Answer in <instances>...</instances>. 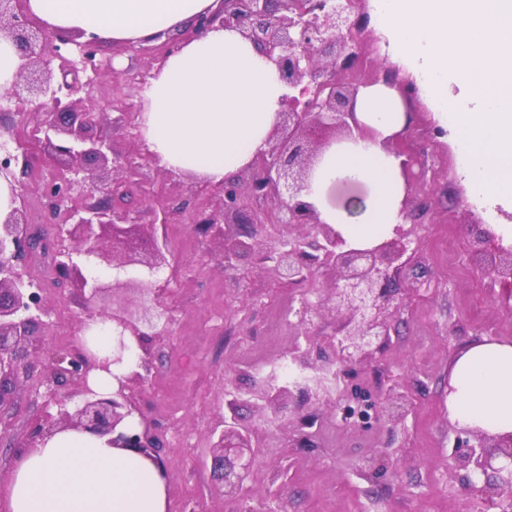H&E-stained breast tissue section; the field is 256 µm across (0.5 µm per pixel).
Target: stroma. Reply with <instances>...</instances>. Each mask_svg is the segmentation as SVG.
<instances>
[{
	"instance_id": "35a3bbf8",
	"label": "stroma",
	"mask_w": 512,
	"mask_h": 512,
	"mask_svg": "<svg viewBox=\"0 0 512 512\" xmlns=\"http://www.w3.org/2000/svg\"><path fill=\"white\" fill-rule=\"evenodd\" d=\"M97 58L102 73L83 103L98 110L109 109L116 97L139 103L135 79L155 69L156 61L103 38ZM118 59L117 77L112 68ZM411 147L418 164L435 176L409 195V209L424 214L422 222L407 226L419 262L401 276L390 336L375 342L363 364L340 375L342 396L326 395L316 404L294 397L280 413L241 404L238 420L256 432L259 449L232 496L213 478L210 451L223 428L225 393L252 390L259 363L289 361L295 347L308 343L327 347L339 324L332 301L336 274L324 270L315 282L288 285L255 253L239 258L235 268H222L219 244L192 222L194 210L217 203V195L203 191L194 175L154 176L151 194L170 208V221L154 223L146 210L141 222L168 248L166 265L151 278L163 315L148 331L150 373L129 391L164 443L171 512H489V502L454 468L469 436L448 417V372L474 341H512V303L482 273L469 228L474 220L498 227L507 218L500 210L485 213L472 200L455 145L421 134ZM28 159V167L14 169L17 202L50 234L41 187L60 171L43 152L29 150ZM25 272L44 287L50 310L42 356L80 346L84 304L74 288L57 287L53 257L32 259ZM287 295L291 311L273 319L275 302ZM306 299L317 314L303 323L296 310ZM391 388L409 399L396 426L381 423L373 411ZM56 410L45 387L22 394L0 426V491L34 422ZM306 414L314 424L303 432L297 422Z\"/></svg>"
}]
</instances>
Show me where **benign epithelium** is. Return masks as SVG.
Segmentation results:
<instances>
[{
  "instance_id": "1",
  "label": "benign epithelium",
  "mask_w": 512,
  "mask_h": 512,
  "mask_svg": "<svg viewBox=\"0 0 512 512\" xmlns=\"http://www.w3.org/2000/svg\"><path fill=\"white\" fill-rule=\"evenodd\" d=\"M363 2L220 0L217 10L198 17L178 37L180 41L200 38L216 27L236 30L275 65L288 89L268 149L242 169L238 179L224 183L219 202L209 211L195 212L193 223L220 244L221 262L226 268L255 250L258 237L273 236L278 226L307 224L314 233L282 240L280 249L264 252L262 259L273 263L277 277L288 284L311 281L323 268L338 273L333 292L341 318L337 341L330 345L331 352L320 353L314 361L307 357L295 360L300 369H310L315 376L301 375L287 387L260 385L259 394L273 409L296 394L305 398L317 395L319 381L336 373V364L362 363L369 357L374 340L389 335L388 311L398 295V274L418 252L401 226L394 229L393 237L378 245L350 248L303 200L317 151L336 138L349 140L365 134L366 127L356 120L361 89L381 83L395 90L405 105L407 123L394 141L413 136L410 105L417 96L413 81L391 67L370 82L354 80L355 72L363 67L369 16L363 14L353 21L351 15ZM3 37L12 41L20 63L13 80L0 88V101L20 109L17 116L21 127L26 126L29 116L36 117L38 137L32 143L68 177L51 181L46 187L55 201V211H64L53 242L31 227L21 206L0 216V415L16 407L21 390L36 377L51 390L67 378L85 382L91 371L123 362L129 351L126 337L144 348L147 333L141 325L151 322V308L136 312L121 305L105 312L96 307L106 297L116 296V291L139 289L143 282L89 277L75 257L93 256L118 271L144 267L151 272L165 261L161 250L147 245L139 230L147 197L143 170L161 172L157 158L140 149L127 155L117 153L112 137L97 132L106 113L84 107L76 98L83 84L67 81L69 68L99 73L94 42L79 44V62L70 61L61 53V46L69 40L33 22L23 0H0V39ZM57 59L62 74L58 84L53 82V62ZM394 153L402 158L406 188L416 179L426 180L424 169L412 174L413 154L400 149ZM77 187L86 189L90 196L100 193L104 199L63 208ZM249 196L269 198L274 205L267 211L253 212L248 207ZM234 224H251L253 230L237 234L232 230ZM51 244L54 256L61 257L56 262L61 285L76 287L86 305L82 328L98 323L110 328L112 357L100 359L82 347L50 361L40 358L41 337L37 333L48 327L44 317L49 308L43 289L25 276L23 268ZM474 251L485 271L512 299V245L504 246L485 229L475 240ZM137 381H144V377L133 370L112 392L83 386L79 404L70 409L61 402L57 417L33 426L28 447H35L56 431L72 429L105 437L114 448H135L165 466L161 440L151 425L143 418L135 425L127 423L137 409L126 390ZM238 403L237 396L227 401L230 417L213 443L214 473L229 493L248 477L258 447L253 433L236 422ZM402 408L403 397H392L382 405L381 417L396 423ZM470 433L479 439V448L459 457L457 467L469 472L468 486L484 498L511 505L512 434L492 437L477 428ZM491 468L496 471L495 479L476 487L474 478Z\"/></svg>"
}]
</instances>
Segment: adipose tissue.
Returning <instances> with one entry per match:
<instances>
[{"mask_svg":"<svg viewBox=\"0 0 512 512\" xmlns=\"http://www.w3.org/2000/svg\"><path fill=\"white\" fill-rule=\"evenodd\" d=\"M48 31L101 35L135 45L184 29L218 0H25ZM286 88L275 66L232 30L182 42L150 80L139 116L142 137L161 165L211 184L266 150ZM356 116L363 137L327 147L307 197L322 222L354 247L377 245L401 222L405 181L389 145L406 124L397 94L364 88ZM367 187L366 209L351 222L329 199L336 184ZM449 416L491 435L512 433V342L469 345L449 373ZM6 512H171L165 478L132 448L75 430L24 449L4 494Z\"/></svg>","mask_w":512,"mask_h":512,"instance_id":"obj_1","label":"adipose tissue"}]
</instances>
